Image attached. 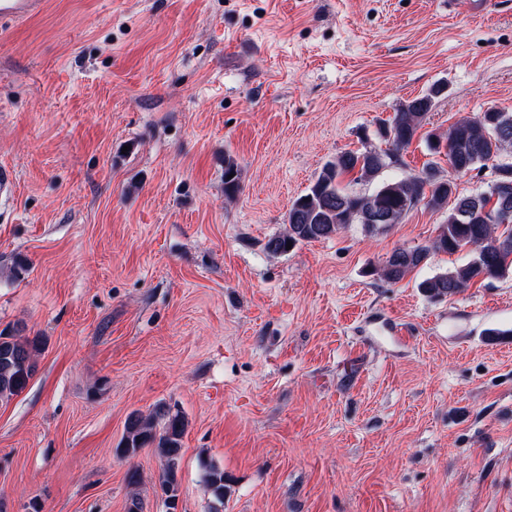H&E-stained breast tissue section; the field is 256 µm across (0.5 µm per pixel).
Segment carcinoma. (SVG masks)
Instances as JSON below:
<instances>
[{
	"mask_svg": "<svg viewBox=\"0 0 512 512\" xmlns=\"http://www.w3.org/2000/svg\"><path fill=\"white\" fill-rule=\"evenodd\" d=\"M441 95L434 88L426 94L401 105L391 120L382 125L381 149L365 142L357 150L341 153L327 162L308 190L292 201L288 209V229L271 236L265 248L274 254L288 252L287 246L311 243L335 235L342 226L357 222L367 228L372 224L366 215L380 210L387 215L384 226L400 221L419 203L441 210L455 198L446 223L429 246L398 248L380 270L389 282L400 281L408 272L427 263L436 252L454 254L470 250L471 258L464 264L429 277L420 287L432 296L456 294L470 284L512 274V220L506 224H488L482 211H498L512 206V192H500L499 183L512 185V157L504 156L512 146V112L490 107L473 119H462L448 128L445 140H436L431 150L444 155L451 170L464 174L478 167L491 166L498 172L487 190L471 195H457L455 182L438 175L437 162L428 163L420 173L397 177L382 183L372 193L347 190L342 182H370L382 170L398 161L400 152L408 148ZM224 194L234 196L240 188V168L232 156L224 158ZM40 348L38 338L0 331V401H8L21 393L36 370L35 356ZM187 422L179 411L159 404L147 416L131 413L125 434L117 451L130 456L153 445L160 449L164 467L159 489L165 501L176 502L179 496L178 468L182 438ZM207 482L219 504H224V472L210 468Z\"/></svg>",
	"mask_w": 512,
	"mask_h": 512,
	"instance_id": "cac0c4a2",
	"label": "carcinoma"
}]
</instances>
